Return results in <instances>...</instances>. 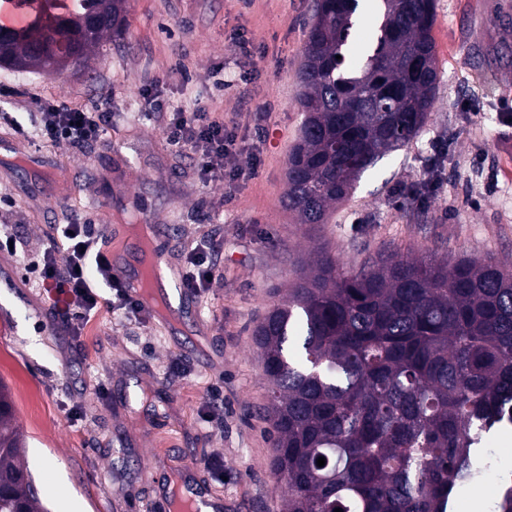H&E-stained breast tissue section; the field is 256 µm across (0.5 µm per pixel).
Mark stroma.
<instances>
[{"mask_svg":"<svg viewBox=\"0 0 512 512\" xmlns=\"http://www.w3.org/2000/svg\"><path fill=\"white\" fill-rule=\"evenodd\" d=\"M312 5L127 0L123 36L85 72L0 68V113L14 115L0 120V141L15 138L14 122H26L36 100L88 109L112 98L97 141L24 140V168L0 164V225H16L22 240L17 254L0 253V382L48 512H153L162 493L184 489L176 460L235 512H281L286 490L272 471L253 331L301 262L323 248L353 269L380 252L512 265V0H436L430 120L369 167L316 228L282 204ZM241 33L251 52L235 46ZM243 73L251 81H240ZM263 103L272 112L259 133L253 110ZM208 106L236 126L240 144L259 147L248 180L205 182L193 154L170 141V113ZM77 217L99 225L107 252L133 267L132 222L155 225L172 269L209 236L216 280L201 295L176 288L170 319L103 305L73 335L57 297L26 279L24 264ZM214 391L220 427L206 420ZM213 453L223 457L224 480L200 467Z\"/></svg>","mask_w":512,"mask_h":512,"instance_id":"35a3bbf8","label":"stroma"}]
</instances>
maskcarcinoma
<instances>
[{"label": "carcinoma", "instance_id": "cac0c4a2", "mask_svg": "<svg viewBox=\"0 0 512 512\" xmlns=\"http://www.w3.org/2000/svg\"><path fill=\"white\" fill-rule=\"evenodd\" d=\"M362 1L380 23L371 50L355 55L348 37ZM125 4L17 0L27 19L0 23V66L43 71L70 58L81 71L124 33ZM434 19L435 0H315L299 70L303 121L286 168L300 223H327L358 176L430 119ZM254 341L286 512H448L474 476L476 430L512 402V269L424 252L355 270L320 251ZM0 512H45L2 385Z\"/></svg>", "mask_w": 512, "mask_h": 512}]
</instances>
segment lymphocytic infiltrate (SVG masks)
Wrapping results in <instances>:
<instances>
[{
	"instance_id": "f902f5d3",
	"label": "lymphocytic infiltrate",
	"mask_w": 512,
	"mask_h": 512,
	"mask_svg": "<svg viewBox=\"0 0 512 512\" xmlns=\"http://www.w3.org/2000/svg\"><path fill=\"white\" fill-rule=\"evenodd\" d=\"M112 120V99L104 97L90 110L71 108L53 99L40 101L31 113L29 124H16L20 136L36 132L39 138L81 146L96 141ZM170 140L191 151L206 181H235L245 172L238 165L242 149L235 126L226 124L219 113L206 109L173 113L167 126ZM60 247L46 248L31 267L38 279L61 288L71 299L75 311L67 322L73 332H80L85 320L97 310L102 297L100 288L115 291L119 308L136 315L139 301L126 291L121 279L112 272L110 258L102 248L103 234L98 225L76 221L61 225ZM214 244L201 239L188 258L184 285L196 293H205L215 279Z\"/></svg>"
}]
</instances>
